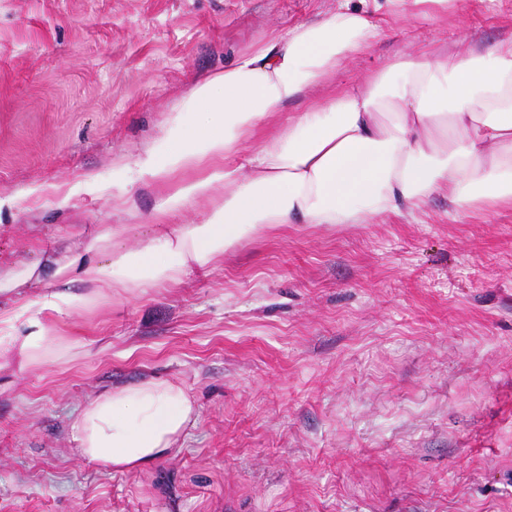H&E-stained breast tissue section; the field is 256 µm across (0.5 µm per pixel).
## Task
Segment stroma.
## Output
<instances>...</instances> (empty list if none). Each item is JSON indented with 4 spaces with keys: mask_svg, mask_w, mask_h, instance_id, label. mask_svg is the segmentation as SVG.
Here are the masks:
<instances>
[{
    "mask_svg": "<svg viewBox=\"0 0 512 512\" xmlns=\"http://www.w3.org/2000/svg\"><path fill=\"white\" fill-rule=\"evenodd\" d=\"M338 0H0V266L112 223L117 157L197 83ZM512 40V0L391 17L336 75ZM73 360L0 367V512H512V206L438 193L365 224L248 235L204 276L62 317ZM180 383L181 448L110 472L71 426Z\"/></svg>",
    "mask_w": 512,
    "mask_h": 512,
    "instance_id": "obj_1",
    "label": "stroma"
}]
</instances>
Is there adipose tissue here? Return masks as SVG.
<instances>
[{"label":"adipose tissue","mask_w":512,"mask_h":512,"mask_svg":"<svg viewBox=\"0 0 512 512\" xmlns=\"http://www.w3.org/2000/svg\"><path fill=\"white\" fill-rule=\"evenodd\" d=\"M448 0H376L373 10L340 0L335 11L276 33L240 53L223 73L196 84L162 138L135 161L141 185H165L140 245L118 224L97 225L83 250L0 268V359L19 366L71 359L77 345L58 318L96 309L109 297L177 285L208 271L249 233L286 224H362L419 208L447 193L461 206L512 205V40L466 54L421 45L363 80L336 74L378 35L377 12L429 15ZM321 87L324 106L274 126L243 151L259 124ZM208 200L199 223L175 224L187 205ZM44 286L38 302L24 289ZM26 317V330L15 321ZM198 417L178 383L154 379L99 393L72 424L75 452L112 472L147 468L178 448Z\"/></svg>","instance_id":"1"}]
</instances>
